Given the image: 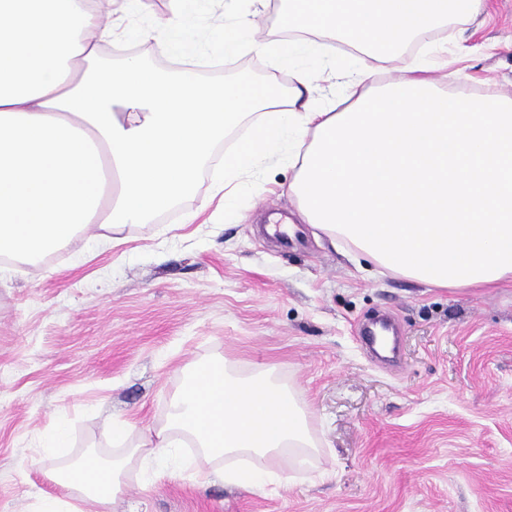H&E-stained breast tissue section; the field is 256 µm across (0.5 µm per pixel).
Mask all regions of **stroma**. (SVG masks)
I'll return each instance as SVG.
<instances>
[{"label":"stroma","mask_w":512,"mask_h":512,"mask_svg":"<svg viewBox=\"0 0 512 512\" xmlns=\"http://www.w3.org/2000/svg\"><path fill=\"white\" fill-rule=\"evenodd\" d=\"M245 26L282 39L283 0H235ZM453 64L451 94L512 96V0H485L465 21L423 34ZM353 57L357 92L376 93L418 56ZM164 71L155 42L102 53ZM221 84L247 73L290 86L291 68L242 49L195 56ZM215 164L152 223L124 227L102 250L82 232L37 265L9 264L0 287V512H37L63 495L54 470L121 454L168 425L190 367L225 359L244 374L276 369L308 416L318 458L288 482L248 491L192 468L130 467L115 512H512V285L434 288L333 246L310 225L283 247L268 214L297 221L293 172L273 164L238 220L191 224ZM134 429L125 445L112 423ZM65 429L66 455L35 464Z\"/></svg>","instance_id":"35a3bbf8"}]
</instances>
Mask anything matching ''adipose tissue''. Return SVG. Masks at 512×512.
I'll list each match as a JSON object with an SVG mask.
<instances>
[{
	"label": "adipose tissue",
	"instance_id": "obj_1",
	"mask_svg": "<svg viewBox=\"0 0 512 512\" xmlns=\"http://www.w3.org/2000/svg\"><path fill=\"white\" fill-rule=\"evenodd\" d=\"M144 0H0V258L29 260L88 225L111 246L129 224L190 192L202 163L226 133L249 131L224 154L214 188L232 220L241 198L272 160L291 163L289 192L303 223L352 245L374 264L443 288L512 283V98L451 95L429 56L402 78L346 109L315 105L314 80L354 90L361 77L328 61L300 67L305 42L252 43L296 68L287 93L267 83L221 85L163 74L132 61L92 71L88 61L117 34L103 13H138ZM186 0L150 26L125 28L163 51L191 56ZM485 0H287L283 19L382 59L400 56L423 31L479 13ZM289 108L277 110L280 97ZM192 438L205 459H225L226 485L247 490L278 481L277 459L302 466L314 454L307 416L272 371L236 374L223 361L199 365L157 439L104 463L87 458L59 476L77 494L43 496L39 512H112L128 464L149 467Z\"/></svg>",
	"mask_w": 512,
	"mask_h": 512
}]
</instances>
